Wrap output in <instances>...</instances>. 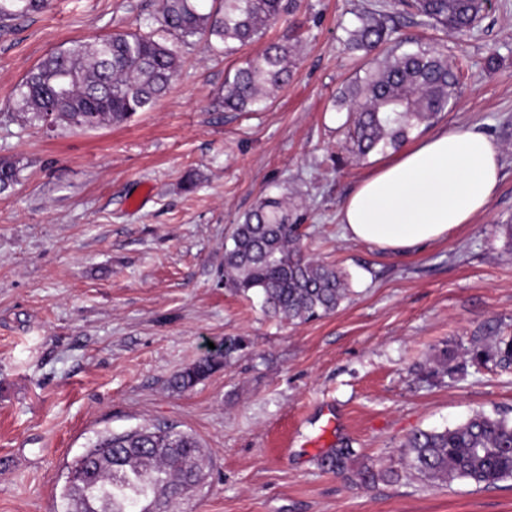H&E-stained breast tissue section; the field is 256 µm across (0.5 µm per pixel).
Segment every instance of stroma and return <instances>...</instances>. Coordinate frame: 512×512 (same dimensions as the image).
I'll return each mask as SVG.
<instances>
[{
    "instance_id": "obj_1",
    "label": "stroma",
    "mask_w": 512,
    "mask_h": 512,
    "mask_svg": "<svg viewBox=\"0 0 512 512\" xmlns=\"http://www.w3.org/2000/svg\"><path fill=\"white\" fill-rule=\"evenodd\" d=\"M390 2L300 0L263 41L185 47L152 110L88 130L7 114L47 54L136 30L155 0H50L0 24V159L21 167L0 194V512H63L68 468L97 435L144 425L201 443L205 483L180 512H512V480L437 486L401 460L416 431L512 416V370L470 355L512 335V0H489L467 37L446 36L465 66L437 121L502 146L499 189L473 223L403 253L345 239L338 218L385 160H356L345 142L338 98L365 69L346 31ZM294 33L295 75L266 108L214 107L228 73ZM283 193L309 253L351 289L334 314L298 325L224 285L234 224ZM228 337L242 346L226 365L172 387ZM444 352L447 370L433 371ZM342 447L347 470L323 467ZM365 466L375 483H356Z\"/></svg>"
}]
</instances>
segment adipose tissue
<instances>
[{"label":"adipose tissue","mask_w":512,"mask_h":512,"mask_svg":"<svg viewBox=\"0 0 512 512\" xmlns=\"http://www.w3.org/2000/svg\"><path fill=\"white\" fill-rule=\"evenodd\" d=\"M502 149L475 129H439L366 176L340 211L345 238L401 252L473 223L494 197Z\"/></svg>","instance_id":"adipose-tissue-1"}]
</instances>
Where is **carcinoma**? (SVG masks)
Returning a JSON list of instances; mask_svg holds the SVG:
<instances>
[{"label": "carcinoma", "instance_id": "1", "mask_svg": "<svg viewBox=\"0 0 512 512\" xmlns=\"http://www.w3.org/2000/svg\"><path fill=\"white\" fill-rule=\"evenodd\" d=\"M486 0H403L404 17L466 35ZM49 0H0V22L39 13ZM297 0H159L144 27L92 43L75 41L44 57L17 89L15 116L46 125L92 129L121 123L150 110L174 82L182 49L205 39L218 51L231 43L247 46L266 27L291 14ZM345 29V44L367 56L365 76L346 87L341 103L354 112L350 140L356 159L396 150L420 124L455 102L460 94L457 68L431 43L388 25L385 10L357 16ZM293 45L270 41L243 68L224 80L216 105L244 112L267 103L293 76ZM20 179L14 161L0 159V193ZM301 225L284 199L261 200L236 224L224 245V284L261 299L263 312L290 324L336 312L350 289L344 272L305 254ZM239 348L236 339L185 368L174 380L193 387ZM471 358L512 366V336L490 347L475 346ZM408 469L437 485L464 480L494 486L512 480V417L477 411L443 430H418L403 445ZM351 451L333 448L323 463L347 469ZM204 459L198 438L187 431L141 428L100 436L68 470L63 497L76 512H174L202 484Z\"/></svg>", "mask_w": 512, "mask_h": 512}]
</instances>
